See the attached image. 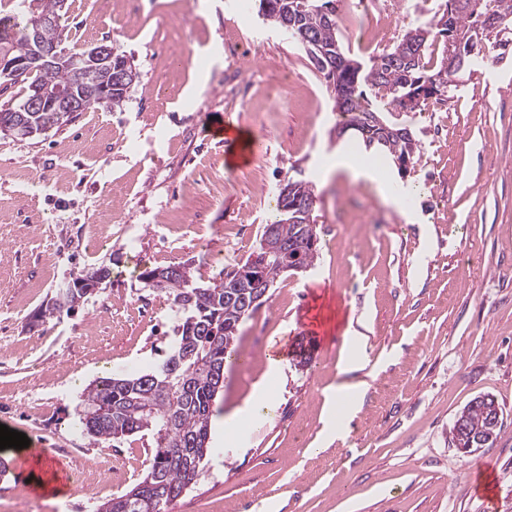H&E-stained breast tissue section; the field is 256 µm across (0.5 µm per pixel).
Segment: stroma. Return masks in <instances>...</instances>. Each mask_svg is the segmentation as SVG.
Masks as SVG:
<instances>
[{"label": "stroma", "instance_id": "35a3bbf8", "mask_svg": "<svg viewBox=\"0 0 512 512\" xmlns=\"http://www.w3.org/2000/svg\"><path fill=\"white\" fill-rule=\"evenodd\" d=\"M68 0L62 46L104 43L138 77L120 107L77 113L19 140L0 135V424L31 447L52 443L68 468L112 455L119 475L93 497L28 489L5 449L0 512H96L133 487L146 441L96 442L77 426L82 393L100 377L161 360L171 302L141 272L191 265L209 280L242 261L276 214L287 180L313 183L319 257L282 274L239 330L248 370H224L210 461L172 512H512V50L477 46L458 87L400 112L419 147L406 173L413 221L376 185L326 168L353 134L335 137L336 93L288 33L241 0ZM257 45L224 90V46ZM294 82L273 102L281 65ZM262 140L232 160L217 128ZM98 227L88 245L84 227ZM474 263L458 260L460 251ZM110 272L74 310L34 312L82 270ZM311 362L295 364L300 345ZM281 361L270 372V358ZM263 385L269 417L221 423ZM354 403L337 435L323 406L338 385ZM503 410L497 440L464 454L450 430L474 398Z\"/></svg>", "mask_w": 512, "mask_h": 512}]
</instances>
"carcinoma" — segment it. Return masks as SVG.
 <instances>
[{"mask_svg": "<svg viewBox=\"0 0 512 512\" xmlns=\"http://www.w3.org/2000/svg\"><path fill=\"white\" fill-rule=\"evenodd\" d=\"M64 0H14L12 13L0 17V55L27 51L24 30L33 15L58 16ZM441 0L422 23L408 29L390 50L367 57L346 51L336 19V0H259L258 12L282 28L302 46L310 62L326 73L341 96L343 125L354 131L367 151L383 154L398 170L413 164L418 144L411 132L382 118L384 112H415L432 97L447 96L455 74L446 56L455 32L475 44L507 48L512 44V0ZM506 16L496 28L488 19ZM121 55L112 67V94L83 102L82 111L95 106L117 107L134 80L120 69ZM81 88L72 69H36L21 83V92H8L21 104L34 85ZM3 123L24 124L35 132L57 126L52 112H0ZM290 194L308 204L316 199L305 180L287 181ZM270 222L274 242L282 253L270 258L261 278L274 284L279 276L307 269L319 257L317 224H302L282 213ZM243 261L207 283L199 282L190 267L172 265L146 269L140 277L148 288L160 290L172 302L176 325L166 357L136 374L93 381L80 404L79 424L88 437L100 441L148 434L152 438L149 465L141 480L125 493L97 506L96 512H171L173 503L203 473L210 453L213 404L224 386V364L235 353L240 326L262 306L252 304L255 288L242 276ZM160 274L153 282L150 276ZM87 296L82 288L65 289L63 298L40 307L36 317L47 319L71 310ZM502 410L492 398L471 400L457 416L452 440L457 448L477 450L493 443L500 432Z\"/></svg>", "mask_w": 512, "mask_h": 512, "instance_id": "cac0c4a2", "label": "carcinoma"}]
</instances>
